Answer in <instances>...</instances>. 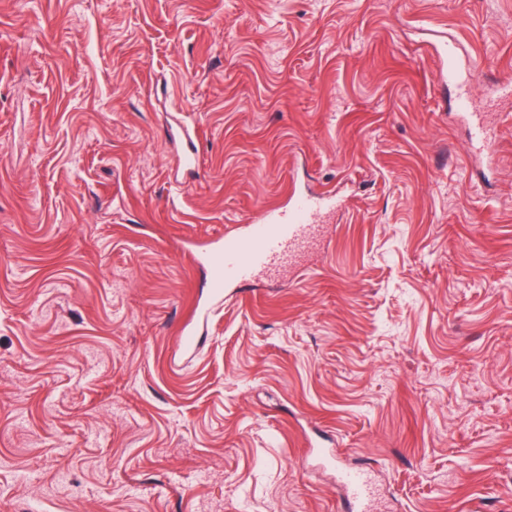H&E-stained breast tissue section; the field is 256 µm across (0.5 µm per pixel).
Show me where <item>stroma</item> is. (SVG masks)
<instances>
[{"instance_id": "stroma-1", "label": "stroma", "mask_w": 512, "mask_h": 512, "mask_svg": "<svg viewBox=\"0 0 512 512\" xmlns=\"http://www.w3.org/2000/svg\"><path fill=\"white\" fill-rule=\"evenodd\" d=\"M511 70L512 0H0V512H512ZM293 186L321 237L213 297ZM343 483L350 496L358 505V511H368L367 505L371 495L369 477L364 469H344L341 472Z\"/></svg>"}]
</instances>
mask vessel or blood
I'll return each instance as SVG.
<instances>
[{
	"mask_svg": "<svg viewBox=\"0 0 512 512\" xmlns=\"http://www.w3.org/2000/svg\"><path fill=\"white\" fill-rule=\"evenodd\" d=\"M335 205L333 194L294 191L285 206L265 209L241 234L225 237L204 258L212 294H223L229 286L249 287L262 276L277 277L288 255L304 251L317 238L320 218ZM341 477L359 512H366L371 488L365 470L345 469Z\"/></svg>",
	"mask_w": 512,
	"mask_h": 512,
	"instance_id": "obj_1",
	"label": "vessel or blood"
}]
</instances>
